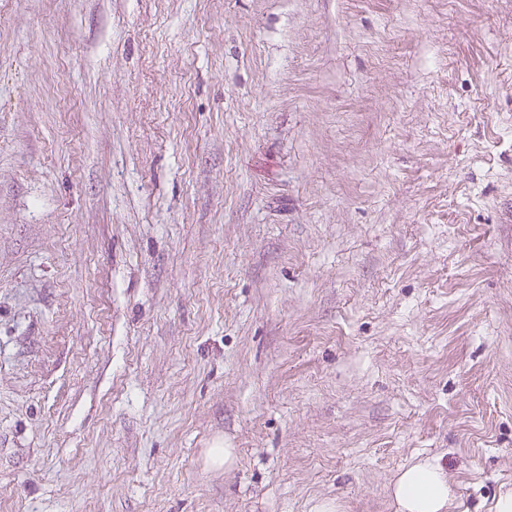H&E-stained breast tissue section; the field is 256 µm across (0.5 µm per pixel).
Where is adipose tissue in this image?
Wrapping results in <instances>:
<instances>
[{"label": "adipose tissue", "mask_w": 512, "mask_h": 512, "mask_svg": "<svg viewBox=\"0 0 512 512\" xmlns=\"http://www.w3.org/2000/svg\"><path fill=\"white\" fill-rule=\"evenodd\" d=\"M391 493L399 512H447L455 488L444 468L426 459L400 472Z\"/></svg>", "instance_id": "obj_1"}]
</instances>
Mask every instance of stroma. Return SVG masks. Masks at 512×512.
Returning <instances> with one entry per match:
<instances>
[{"label": "stroma", "mask_w": 512, "mask_h": 512, "mask_svg": "<svg viewBox=\"0 0 512 512\" xmlns=\"http://www.w3.org/2000/svg\"><path fill=\"white\" fill-rule=\"evenodd\" d=\"M512 489V0H0V512ZM391 493L399 512H446L455 498L448 472L430 459L400 472Z\"/></svg>", "instance_id": "1"}]
</instances>
